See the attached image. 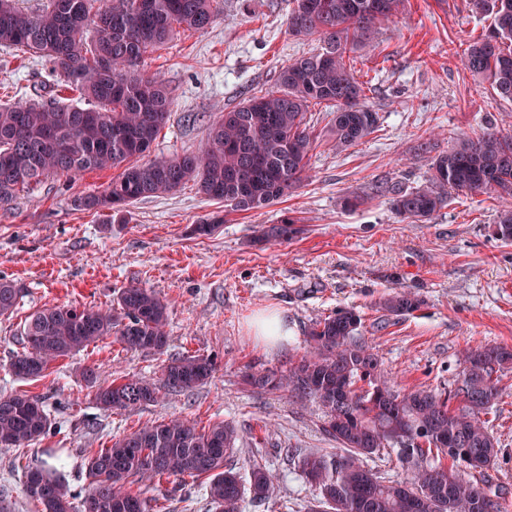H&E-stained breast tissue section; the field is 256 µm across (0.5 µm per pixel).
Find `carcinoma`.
<instances>
[{
	"mask_svg": "<svg viewBox=\"0 0 512 512\" xmlns=\"http://www.w3.org/2000/svg\"><path fill=\"white\" fill-rule=\"evenodd\" d=\"M49 0L29 12L19 0H0V45L22 47L50 64L54 82L37 100L0 104V210L22 192L65 175L120 168L107 189L86 195L78 206L119 215L140 199L169 194L193 182L199 193L224 202L227 212L265 208L288 196L306 178L312 140L305 122L308 103L334 109L336 148L375 132L377 113L362 102L350 54L371 37L375 25L391 20L405 0H293L288 29L320 36V50L282 67L277 87L250 96L213 123L192 152L140 162L170 120L171 93L164 80L144 69L145 57L165 46L179 29L202 31L212 22L216 0ZM493 22L473 41L465 66L488 82L497 96L512 100V0H472ZM71 87L88 102L64 101ZM495 194L508 202L499 210L496 233L512 241V134L487 127L432 158L427 184L406 190L390 186L393 210L426 222L445 205L448 191ZM303 232L299 219L263 225L254 245H281ZM21 290L0 279V317L11 315ZM420 306L411 291L388 295L383 310L403 316ZM167 306L149 288L121 289L110 310L56 306L38 311L20 330L22 350L10 361L13 374L35 380L52 364L107 336L127 350L164 353ZM362 317L339 309L308 329L309 350L288 370H253L247 383L265 393L313 402L323 413L321 429L339 445L327 455L308 453L299 469L318 489L311 512H500L484 487L469 478L485 476L498 460L497 440L481 416L500 395L501 377L512 369V347L490 345L469 351L454 389H395L382 359L358 336ZM204 356L170 357L162 384L124 376L104 385L96 369L83 377L96 407L131 411L153 404L160 393H178L206 382L215 370ZM54 422L37 395H0V445L25 447L51 435ZM243 436L228 421L200 430L172 418L147 424L83 458L92 479L84 512H158L128 487L166 481L174 493L205 484L215 512H241L242 503L265 502L275 493L273 475L255 462L245 474L230 459ZM384 448L407 469L387 480L364 465ZM47 454L60 465L25 468L26 494L38 512H74V499L57 449Z\"/></svg>",
	"mask_w": 512,
	"mask_h": 512,
	"instance_id": "obj_1",
	"label": "carcinoma"
}]
</instances>
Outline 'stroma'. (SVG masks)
Listing matches in <instances>:
<instances>
[{"mask_svg":"<svg viewBox=\"0 0 512 512\" xmlns=\"http://www.w3.org/2000/svg\"><path fill=\"white\" fill-rule=\"evenodd\" d=\"M291 7V0H217L206 30L177 32L148 57L146 71L159 73L172 97L152 155L197 149L224 112L255 91L275 88L284 65L318 46L317 36L289 32ZM491 22L490 14L473 13L469 0H407L404 13L378 26L355 53L365 102L379 115L377 130L336 149L329 108L310 105L308 179L277 204L226 214L211 235L192 229L224 204L191 183L112 218L78 207L80 197L107 187L112 169L55 178L0 211V277L21 290L13 315L0 317V394H37L55 421L43 441L0 447V491L13 512H37L24 492L23 468L45 461L47 449L66 455L67 479L82 496L90 484L83 456L173 417L200 428L226 420L244 431L237 469L265 462L276 484L273 499L246 504L244 512H308L316 490L285 451L330 453L335 443L320 430L317 405L253 393L247 367L286 370L306 352L310 325L344 307L360 312L361 337L401 391L453 389L465 352L512 346V242L496 233L501 200L452 192L430 221L414 222L396 215L390 196L373 192L380 182L425 185L433 156L487 124L512 133V102L465 66L468 45ZM48 69L43 59L0 46V99L42 94ZM423 142L428 151H419ZM351 195L362 199L354 210L344 206ZM286 215L300 218L303 234L265 250L252 245L260 225ZM131 284L154 290L168 305L166 355L124 350L110 336L56 361L40 380L12 375L10 359L21 348L27 315L67 305L106 310ZM401 289L415 293L420 307L387 315L383 298ZM268 309L286 314L288 343L270 346L252 335L251 318ZM168 355L210 356L216 370L203 385L140 409L96 408L84 369H98L105 383L122 376L157 383ZM500 388L487 421L501 455L487 491L512 512V373ZM144 495L168 512H213L200 487L183 498L163 482L145 487Z\"/></svg>","mask_w":512,"mask_h":512,"instance_id":"1","label":"stroma"}]
</instances>
